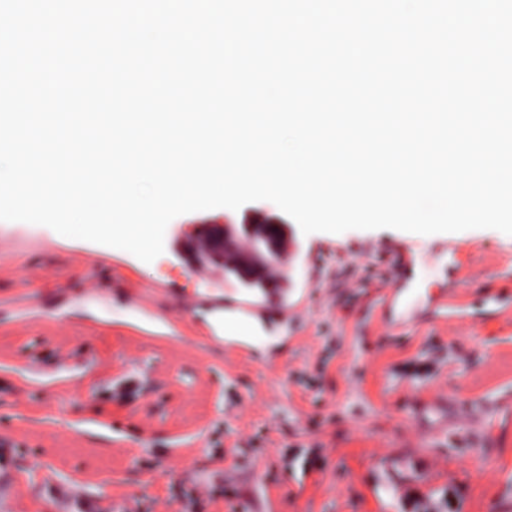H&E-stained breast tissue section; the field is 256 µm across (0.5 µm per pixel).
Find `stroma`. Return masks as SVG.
I'll list each match as a JSON object with an SVG mask.
<instances>
[{
	"label": "stroma",
	"instance_id": "stroma-1",
	"mask_svg": "<svg viewBox=\"0 0 512 512\" xmlns=\"http://www.w3.org/2000/svg\"><path fill=\"white\" fill-rule=\"evenodd\" d=\"M255 211L278 208L177 216L149 264L0 223V512H179L190 488L205 512H512V235L455 233L469 283L394 331L377 297L410 261L418 288L447 282L443 234L296 233L305 316L239 348L211 301L259 292L197 279L176 234Z\"/></svg>",
	"mask_w": 512,
	"mask_h": 512
}]
</instances>
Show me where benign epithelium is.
<instances>
[{
	"mask_svg": "<svg viewBox=\"0 0 512 512\" xmlns=\"http://www.w3.org/2000/svg\"><path fill=\"white\" fill-rule=\"evenodd\" d=\"M290 232L291 228L275 217L265 218L263 224H205L181 235L176 249L190 270L201 264L222 267L225 255L237 252L245 242L248 250L228 270L245 282L258 283Z\"/></svg>",
	"mask_w": 512,
	"mask_h": 512,
	"instance_id": "benign-epithelium-1",
	"label": "benign epithelium"
}]
</instances>
